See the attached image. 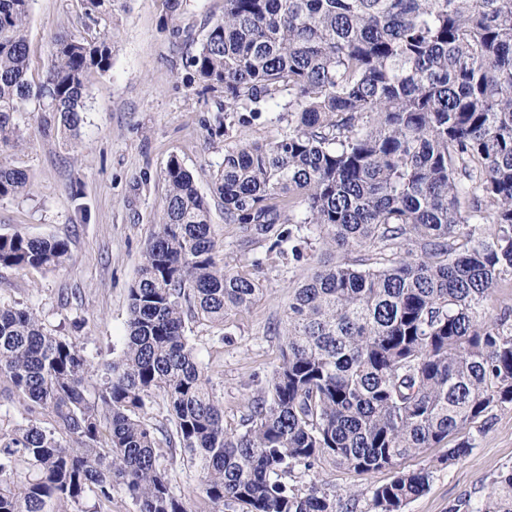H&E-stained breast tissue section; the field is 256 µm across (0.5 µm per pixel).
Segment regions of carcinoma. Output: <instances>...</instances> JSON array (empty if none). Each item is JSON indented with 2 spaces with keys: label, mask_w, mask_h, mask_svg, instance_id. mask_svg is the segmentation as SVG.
Listing matches in <instances>:
<instances>
[{
  "label": "carcinoma",
  "mask_w": 512,
  "mask_h": 512,
  "mask_svg": "<svg viewBox=\"0 0 512 512\" xmlns=\"http://www.w3.org/2000/svg\"><path fill=\"white\" fill-rule=\"evenodd\" d=\"M31 2L0 0V156L23 141L18 114L33 98L78 129L85 76L112 66L97 27L124 0H82L84 29L54 37L36 86ZM191 64L224 93L212 134L288 113L287 131L239 140L215 176L240 247L298 260L306 224L333 252L410 248L386 263L323 262L291 289L282 359L230 430L186 324H224L263 284L217 260L209 202L170 159L119 361L101 369L34 310L0 305V512H84L89 498L103 512L118 491L137 512H191L163 442L199 470L211 512H353L285 481L324 462L393 471L371 512H402L430 480L402 460L442 442L446 461L464 457L460 432L512 403V327L485 312L512 272V0H224ZM28 188L0 161V198ZM487 218L495 233L475 238ZM69 258L63 239L0 235V267ZM156 396L166 426L145 418ZM478 512H512V470Z\"/></svg>",
  "instance_id": "1"
}]
</instances>
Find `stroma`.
<instances>
[{
	"label": "stroma",
	"mask_w": 512,
	"mask_h": 512,
	"mask_svg": "<svg viewBox=\"0 0 512 512\" xmlns=\"http://www.w3.org/2000/svg\"><path fill=\"white\" fill-rule=\"evenodd\" d=\"M223 15L224 0H182L173 18L166 0H127L111 24V69L86 78L87 108L77 134L66 131L39 102H30L20 114L24 140L0 160L25 170L30 187L25 195L0 198V235L64 239L71 258L53 270L0 268V304L33 308L49 333L71 338L95 362L118 360L128 334V288L167 194L166 165L178 158L209 198L219 259L256 271L264 286L248 309L230 312L222 326L191 322L186 327L224 403V425L233 429L248 398L282 358L291 287L331 255L318 233L309 230L298 260L263 245L244 251L237 245L238 225L224 221L213 180L225 150L242 137L277 138L288 124L266 112L248 127L210 134L220 99L201 95L190 58ZM82 21L81 0H32V83H39L50 63L54 36L80 29ZM460 437L470 451L459 460L446 461L442 448L404 460L405 469L428 471L430 482L403 512H476L498 475L512 469V404L488 410ZM161 463L192 512H209L201 477L181 453L163 454ZM391 479L387 470L364 474L327 464L295 482L304 490L314 485L351 500L353 512H369L372 489Z\"/></svg>",
	"instance_id": "stroma-1"
}]
</instances>
